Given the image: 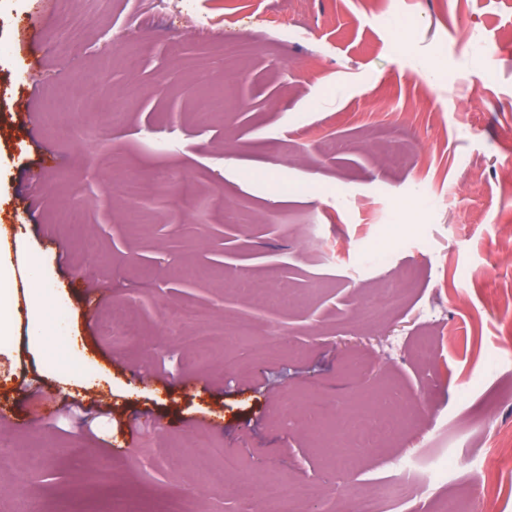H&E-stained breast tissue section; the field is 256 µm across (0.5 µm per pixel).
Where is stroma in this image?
I'll use <instances>...</instances> for the list:
<instances>
[{
  "mask_svg": "<svg viewBox=\"0 0 512 512\" xmlns=\"http://www.w3.org/2000/svg\"><path fill=\"white\" fill-rule=\"evenodd\" d=\"M59 7L0 0V225L17 229L0 263L53 274L62 327L37 344L34 285L0 289V512H261L273 478L362 512L350 486L451 445L456 474L409 512L451 491L512 512V466L494 501L470 466L512 428L495 233L512 224V0H70L81 24L63 39ZM222 38L254 51L225 59ZM162 169L178 182L156 187ZM67 205L83 223L57 221ZM396 270L400 308L356 322ZM172 304L194 319L168 322ZM123 313L134 338L108 329ZM240 320L249 335L226 342ZM395 404L417 407L397 437L350 434L362 407ZM339 451L354 470L328 466ZM228 454L240 469L209 485Z\"/></svg>",
  "mask_w": 512,
  "mask_h": 512,
  "instance_id": "1",
  "label": "stroma"
}]
</instances>
